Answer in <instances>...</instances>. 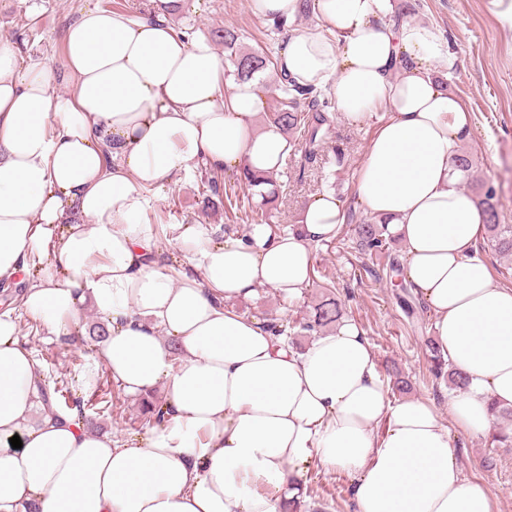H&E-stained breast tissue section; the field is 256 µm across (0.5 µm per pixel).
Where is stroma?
Returning <instances> with one entry per match:
<instances>
[{
	"mask_svg": "<svg viewBox=\"0 0 512 512\" xmlns=\"http://www.w3.org/2000/svg\"><path fill=\"white\" fill-rule=\"evenodd\" d=\"M407 20L428 24L448 38L455 66L443 75L448 88L473 115V135L465 147L474 158L473 182L467 193L488 184L495 188L499 220L512 224V26L503 23V0H416ZM104 0H0V36L12 42L20 56L64 60L63 34L69 24L87 9L103 7ZM169 23L177 31L199 32L223 50L225 27L235 28L250 48L258 42L278 43L280 33L256 19L248 0H181ZM322 126L319 162L289 163L280 168L278 181L287 183L288 196L272 204L253 199L247 221L228 222L224 212L202 205L203 187L197 174L178 184L152 190L144 220L156 224H213L231 226L245 234L250 225L273 224L285 229L295 224L302 208L318 192H335L349 213V221L336 238L314 245L313 282L303 297L288 300L269 288H258L253 298L237 303V310L256 318L295 321L328 294L341 302L344 318L354 320L364 331L378 370L394 368L409 377L410 397L434 401L440 413L448 411L450 390L428 370L425 344L433 334L434 318L421 299L404 308V293L389 277L390 258L404 259L399 242L389 253L363 255L353 240V227L366 212L354 191L356 171L366 147L388 118L387 112L370 113L357 124L347 122L329 107H321ZM20 339L31 349L43 375L64 378L75 394L93 403L90 415L97 433L117 435L130 441L149 436L152 426L141 411L140 399L128 396L118 386H107L106 368L99 365L100 347L91 336L78 338L51 332L23 308H16ZM109 387L111 407L97 403L102 387ZM451 442L467 477L479 480L495 501V512H512V447L493 444L490 435L471 434L449 424ZM350 476L341 470H326L312 463L301 479L300 492L318 512H354Z\"/></svg>",
	"mask_w": 512,
	"mask_h": 512,
	"instance_id": "stroma-1",
	"label": "stroma"
}]
</instances>
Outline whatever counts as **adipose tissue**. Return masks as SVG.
I'll return each mask as SVG.
<instances>
[{"label":"adipose tissue","mask_w":512,"mask_h":512,"mask_svg":"<svg viewBox=\"0 0 512 512\" xmlns=\"http://www.w3.org/2000/svg\"><path fill=\"white\" fill-rule=\"evenodd\" d=\"M159 2L140 19L83 11L60 67L0 39V282L29 276L25 309L57 333L92 307L110 330L100 357L113 381L140 397L164 387L168 408L138 444L87 430L42 400L19 322L1 313L0 512H283L314 462L356 473L355 512H493L435 404L389 400L355 322L298 350L233 308L260 286L303 296L313 244L348 219L333 193L279 233L253 224L219 242L213 225H168L189 268L175 277L159 265L144 188L200 163L272 173L290 149L257 121L262 81H227L212 41L178 34L163 11L173 0ZM299 9L250 0L255 18L285 25L282 77L326 91L355 121L389 112L355 191L403 245L433 339L467 378L449 414L488 433L492 406L512 407V288L495 286L478 255L484 214L451 167L473 133L438 77L451 47L433 26L395 22V0H314L312 25Z\"/></svg>","instance_id":"1"}]
</instances>
